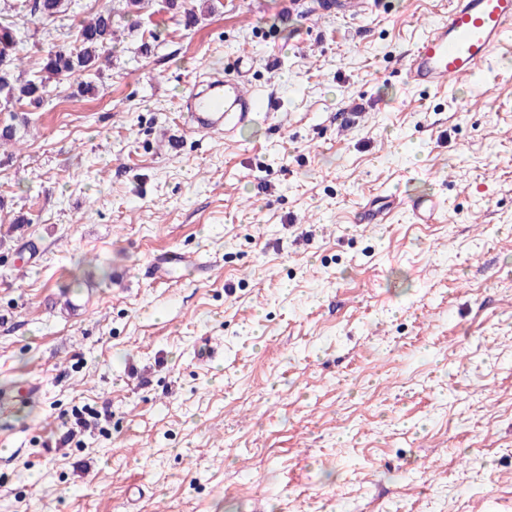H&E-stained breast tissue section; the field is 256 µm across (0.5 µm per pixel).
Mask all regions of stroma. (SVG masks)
<instances>
[{
  "mask_svg": "<svg viewBox=\"0 0 512 512\" xmlns=\"http://www.w3.org/2000/svg\"><path fill=\"white\" fill-rule=\"evenodd\" d=\"M205 1L119 20L0 154V512H512V81L406 85L448 0ZM235 63L279 113L186 132ZM391 192L446 209L355 222ZM214 263L213 257L207 253L186 254L170 251L154 256L145 275L154 281H164L171 272L182 268L210 272Z\"/></svg>",
  "mask_w": 512,
  "mask_h": 512,
  "instance_id": "1",
  "label": "stroma"
}]
</instances>
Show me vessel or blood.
I'll return each mask as SVG.
<instances>
[{"label":"vessel or blood","instance_id":"obj_1","mask_svg":"<svg viewBox=\"0 0 512 512\" xmlns=\"http://www.w3.org/2000/svg\"><path fill=\"white\" fill-rule=\"evenodd\" d=\"M512 51V0H450L444 20L432 23L411 52L403 69L407 83L426 90L445 88L454 77L472 76L492 68L497 55ZM208 93L195 100L190 129L202 135H236L260 118L274 116L275 96L245 89L238 78L209 82ZM445 206L438 197H389L372 200L359 217L363 224L386 223L391 212L406 209L417 224L435 223ZM214 259L207 253L170 251L153 257L146 273L166 280L178 269L210 271Z\"/></svg>","mask_w":512,"mask_h":512}]
</instances>
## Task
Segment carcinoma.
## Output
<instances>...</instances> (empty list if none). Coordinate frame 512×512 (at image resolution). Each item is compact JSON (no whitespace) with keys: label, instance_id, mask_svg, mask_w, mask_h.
Returning <instances> with one entry per match:
<instances>
[{"label":"carcinoma","instance_id":"1","mask_svg":"<svg viewBox=\"0 0 512 512\" xmlns=\"http://www.w3.org/2000/svg\"><path fill=\"white\" fill-rule=\"evenodd\" d=\"M29 9L25 15L16 12L9 20H0V145L17 140L20 127L26 119L14 111L16 106L43 102L49 94L53 79L77 78L80 93L95 89L94 80L102 75V66L112 57V42L117 37L114 30L115 16L133 18L139 16L145 0H121L122 12L109 9L93 18L83 19L78 25L77 42L73 49H62L46 54L39 74L25 76L18 70L20 52L29 39V22L49 23L71 9L72 0H23Z\"/></svg>","mask_w":512,"mask_h":512}]
</instances>
